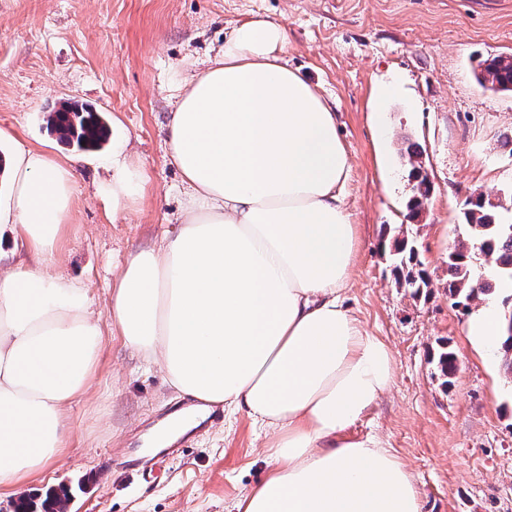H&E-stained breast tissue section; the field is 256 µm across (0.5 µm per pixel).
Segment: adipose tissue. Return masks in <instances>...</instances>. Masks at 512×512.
<instances>
[{"label": "adipose tissue", "mask_w": 512, "mask_h": 512, "mask_svg": "<svg viewBox=\"0 0 512 512\" xmlns=\"http://www.w3.org/2000/svg\"><path fill=\"white\" fill-rule=\"evenodd\" d=\"M287 41L278 23L241 21L184 83L167 153L184 219L129 255L104 313L60 270L71 169L37 149L15 155L0 224L16 225L33 260L0 250V489L63 455L111 335L181 395L265 431L268 473L236 512H421L407 467L379 438L350 434L390 388L391 354L345 304L349 157L331 107L289 69ZM498 317L489 302L467 321L488 354L504 340Z\"/></svg>", "instance_id": "obj_1"}]
</instances>
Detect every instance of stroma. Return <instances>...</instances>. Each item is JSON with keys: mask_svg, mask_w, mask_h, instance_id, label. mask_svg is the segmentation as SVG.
Here are the masks:
<instances>
[{"mask_svg": "<svg viewBox=\"0 0 512 512\" xmlns=\"http://www.w3.org/2000/svg\"><path fill=\"white\" fill-rule=\"evenodd\" d=\"M253 17L286 29L288 65L328 100L349 155L343 193L356 253L347 306L387 344L394 372L352 435L380 438L405 464L422 512H512V376L501 353L470 342V311L450 298L445 264L465 234L466 200L512 216V93L475 76L482 57L512 54V0H0V155L22 146L73 166L62 269L105 310L128 256L179 227L185 187L166 139L180 87ZM382 85L395 94L377 125ZM69 99L105 112L113 143L81 151L49 133L47 113ZM122 142L138 180L116 216L112 146ZM413 144L431 184L414 219ZM400 229L416 242L426 292L398 284ZM444 345L457 357L446 382L435 361ZM186 403L158 365L107 338L91 394L70 411L68 448L28 496L64 486L71 512H235L267 473L264 432L225 409L175 454L143 451L144 438Z\"/></svg>", "mask_w": 512, "mask_h": 512, "instance_id": "obj_1", "label": "stroma"}]
</instances>
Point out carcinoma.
<instances>
[{"label":"carcinoma","instance_id":"1","mask_svg":"<svg viewBox=\"0 0 512 512\" xmlns=\"http://www.w3.org/2000/svg\"><path fill=\"white\" fill-rule=\"evenodd\" d=\"M479 68L477 80L481 86L494 91H512L511 55H495L480 63ZM48 124L60 140L80 150L96 149L109 136V128L99 112L76 102H64L49 113ZM415 179L408 205L412 218L419 215L430 194L427 177L418 174ZM466 205L464 219L469 236L448 253L447 261L448 294L456 305L464 307L502 284L512 283V220L495 214L480 200H469ZM395 252L401 266L418 258L415 241L407 237L395 240ZM430 285L431 281L422 272L410 273L400 283V287L409 288L415 294ZM501 325L508 333L502 345V364L512 374V310L501 314ZM456 363L454 352L441 347L438 367L443 377L448 379L455 373ZM70 498V491L62 488L50 493L40 504L32 499L19 501L14 505V512H38L40 508L43 512H60Z\"/></svg>","mask_w":512,"mask_h":512}]
</instances>
